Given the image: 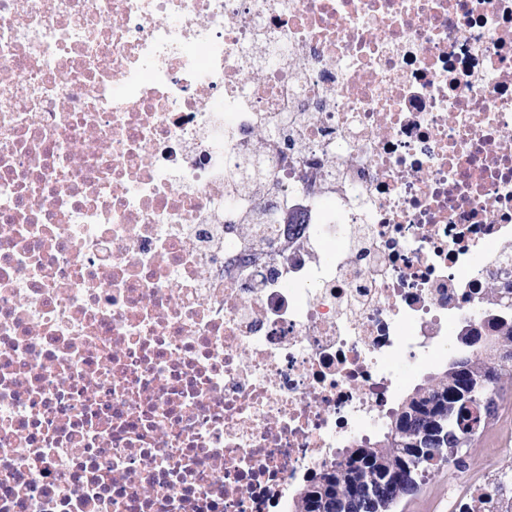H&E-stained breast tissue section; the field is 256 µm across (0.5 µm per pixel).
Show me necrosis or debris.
<instances>
[{
  "instance_id": "necrosis-or-debris-1",
  "label": "necrosis or debris",
  "mask_w": 512,
  "mask_h": 512,
  "mask_svg": "<svg viewBox=\"0 0 512 512\" xmlns=\"http://www.w3.org/2000/svg\"><path fill=\"white\" fill-rule=\"evenodd\" d=\"M511 311L512 0H0V512H288Z\"/></svg>"
}]
</instances>
